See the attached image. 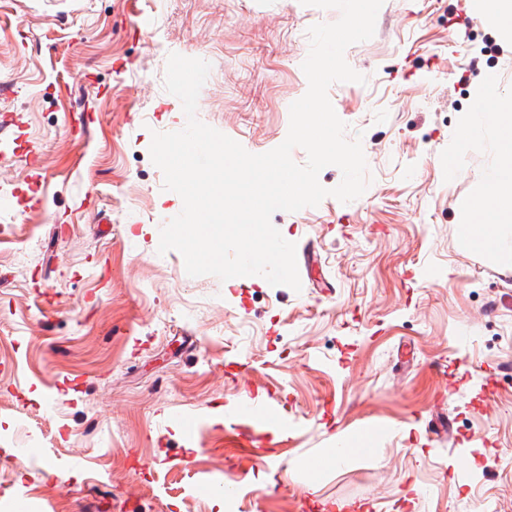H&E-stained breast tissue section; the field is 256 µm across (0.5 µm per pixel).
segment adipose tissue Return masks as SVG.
I'll list each match as a JSON object with an SVG mask.
<instances>
[{"mask_svg":"<svg viewBox=\"0 0 512 512\" xmlns=\"http://www.w3.org/2000/svg\"><path fill=\"white\" fill-rule=\"evenodd\" d=\"M471 112L465 135L476 142L492 136L498 154V163L488 175L489 190L477 203V220H464L459 241L483 250L487 254L508 259L512 245L504 231L512 227V135H500L501 127H512V111L506 110L494 86H487Z\"/></svg>","mask_w":512,"mask_h":512,"instance_id":"ef3b65f1","label":"adipose tissue"}]
</instances>
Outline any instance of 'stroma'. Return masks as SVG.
Here are the masks:
<instances>
[{"mask_svg":"<svg viewBox=\"0 0 512 512\" xmlns=\"http://www.w3.org/2000/svg\"><path fill=\"white\" fill-rule=\"evenodd\" d=\"M139 6L136 21L126 0H0V512L23 493L80 512L94 478L101 512H512V379L496 373L512 358V266L456 246L498 161L463 126L486 83L512 100V36L477 0H385L373 37L347 48L366 81L328 95L371 182L350 203L271 216L317 248L327 295L192 277L159 253L183 204L149 147L187 123L165 89L172 53L210 65L200 121L253 154L280 145L308 89V30L339 10ZM402 351L414 368L396 384ZM237 373L296 423L277 465L224 457ZM440 397L447 448L423 423ZM172 412L194 419L192 440ZM360 416L390 429L333 463ZM228 478L236 498L205 488Z\"/></svg>","mask_w":512,"mask_h":512,"instance_id":"obj_1","label":"stroma"}]
</instances>
